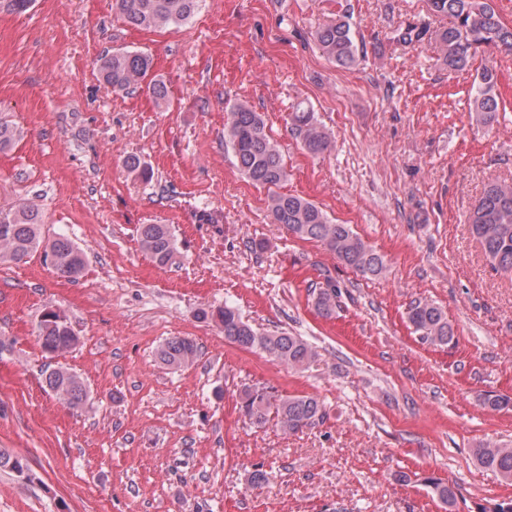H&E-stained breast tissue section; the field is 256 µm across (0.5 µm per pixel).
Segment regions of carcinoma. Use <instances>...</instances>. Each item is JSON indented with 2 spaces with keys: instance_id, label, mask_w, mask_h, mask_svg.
I'll return each mask as SVG.
<instances>
[{
  "instance_id": "carcinoma-1",
  "label": "carcinoma",
  "mask_w": 512,
  "mask_h": 512,
  "mask_svg": "<svg viewBox=\"0 0 512 512\" xmlns=\"http://www.w3.org/2000/svg\"><path fill=\"white\" fill-rule=\"evenodd\" d=\"M203 0H115L122 19L134 28L153 30L180 27L199 11ZM431 14L449 18L448 26L433 32L442 65L451 70L470 66L478 50L492 48L512 54V25L496 11L493 0H427ZM314 38L322 55L336 66L350 70L360 61V49L349 20L342 14L315 31ZM152 59L145 53L114 51L99 59L101 80L115 93H128L146 86L159 106L169 104L166 82L151 75ZM470 111L476 120L489 125L497 112L505 109V101L495 92L491 71L484 70L469 94ZM224 140L231 147L238 170L256 187L267 191L272 223L284 227L289 234L305 241L322 244L341 264L366 280L381 277L388 269L385 256L365 242L348 224H337L316 204L300 196L282 193L288 180V169L263 115L246 101L225 107ZM292 132L303 148L314 156L332 150L329 133L313 110L299 102L289 113ZM20 131L9 120L0 117V150L11 147ZM126 171L138 179L153 178L150 166L131 154L123 161ZM467 222L471 236L480 244L493 269L512 276V182L492 179L484 185L477 204ZM43 215L38 205L18 202L0 206V265L18 262L38 250L55 273L68 280L78 278L85 267L81 248L64 237H44ZM139 244L160 267L175 263L178 254L174 232L169 224H142L138 229ZM338 290L332 281L319 287L315 308L328 318L336 311ZM407 320L419 338L433 345L448 346L454 341V330L442 308L429 301L415 300L406 311ZM198 318L212 321L224 331V338L241 348L259 350L271 361L293 370H303L317 356L315 348L303 337L288 332H261L245 322L231 304L203 309ZM43 352L61 355L78 342L71 325L59 312L44 310L39 323ZM199 353L194 340L174 336L160 345L158 361L178 369L194 362ZM46 387L69 407H79L89 399L83 380L66 368L52 370L45 378ZM481 403L492 410L512 407L507 395L485 391ZM240 409L249 424L264 428L273 424L279 430L295 435L324 424L328 412L314 395H281L271 388L243 391ZM476 462L482 468L512 481V447L484 441L474 448ZM420 481L446 506V512H458L462 494L454 483L433 476Z\"/></svg>"
}]
</instances>
